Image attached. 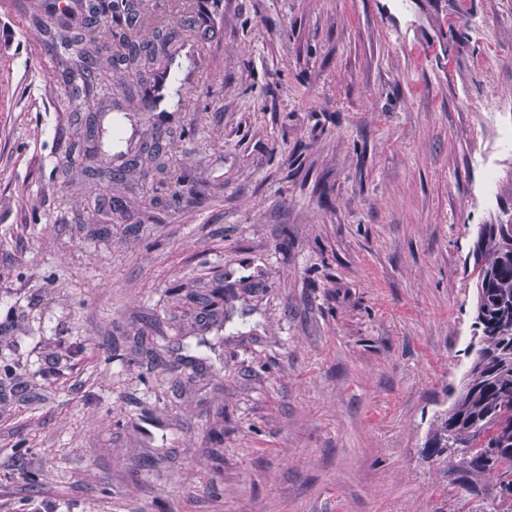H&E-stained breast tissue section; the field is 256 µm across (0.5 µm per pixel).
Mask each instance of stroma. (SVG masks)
Segmentation results:
<instances>
[{
    "label": "stroma",
    "mask_w": 512,
    "mask_h": 512,
    "mask_svg": "<svg viewBox=\"0 0 512 512\" xmlns=\"http://www.w3.org/2000/svg\"><path fill=\"white\" fill-rule=\"evenodd\" d=\"M11 2L0 512H473L425 442L479 227L512 214V112L481 118L512 92V0H208L169 145L203 204L170 179L97 206L80 104Z\"/></svg>",
    "instance_id": "35a3bbf8"
}]
</instances>
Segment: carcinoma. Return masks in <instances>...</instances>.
I'll return each instance as SVG.
<instances>
[{
  "label": "carcinoma",
  "mask_w": 512,
  "mask_h": 512,
  "mask_svg": "<svg viewBox=\"0 0 512 512\" xmlns=\"http://www.w3.org/2000/svg\"><path fill=\"white\" fill-rule=\"evenodd\" d=\"M81 25L50 15L46 5L33 6L29 20L45 38L42 49L70 51L60 72V87L72 97L95 105L76 118L85 127L73 142L93 187L103 181H144L149 175L176 177L189 202L197 199L195 181L176 175L167 137L171 131L154 114L151 79L183 58L182 49L207 31V0H190L184 8L156 15L136 0H88ZM111 40H99L100 24ZM126 70L135 84L122 82L105 112L101 92L107 71ZM148 114V128L124 137L123 103ZM476 278V342L461 386L449 408L430 424L425 447L452 465L458 492L483 504L480 512H512V215L480 227L472 250Z\"/></svg>",
  "instance_id": "carcinoma-1"
}]
</instances>
